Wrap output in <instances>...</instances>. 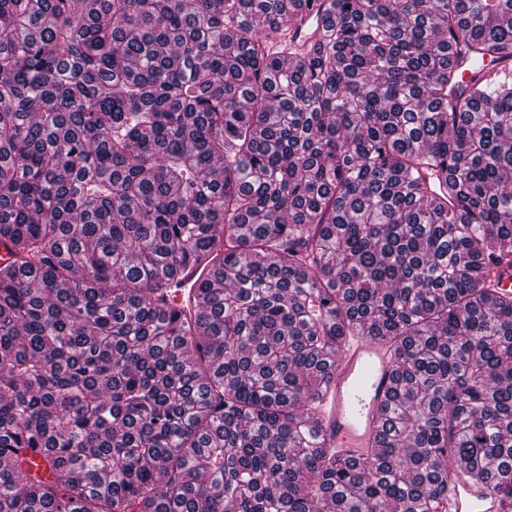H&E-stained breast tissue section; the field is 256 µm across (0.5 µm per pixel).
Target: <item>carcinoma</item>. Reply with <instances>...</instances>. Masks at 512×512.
<instances>
[{"label": "carcinoma", "instance_id": "1", "mask_svg": "<svg viewBox=\"0 0 512 512\" xmlns=\"http://www.w3.org/2000/svg\"><path fill=\"white\" fill-rule=\"evenodd\" d=\"M0 239V512L512 507V0H0ZM393 387L385 347L370 338L344 346L324 398V435L345 458L367 457L375 448L377 413ZM507 508L489 490L476 489L462 479L448 495V512H505Z\"/></svg>", "mask_w": 512, "mask_h": 512}]
</instances>
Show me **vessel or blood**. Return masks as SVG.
Here are the masks:
<instances>
[{"label":"vessel or blood","instance_id":"obj_1","mask_svg":"<svg viewBox=\"0 0 512 512\" xmlns=\"http://www.w3.org/2000/svg\"><path fill=\"white\" fill-rule=\"evenodd\" d=\"M393 386L385 347L359 338L344 346L324 398V435L345 458L367 457L375 446L378 410ZM448 512H506L489 490L460 481L448 496Z\"/></svg>","mask_w":512,"mask_h":512}]
</instances>
